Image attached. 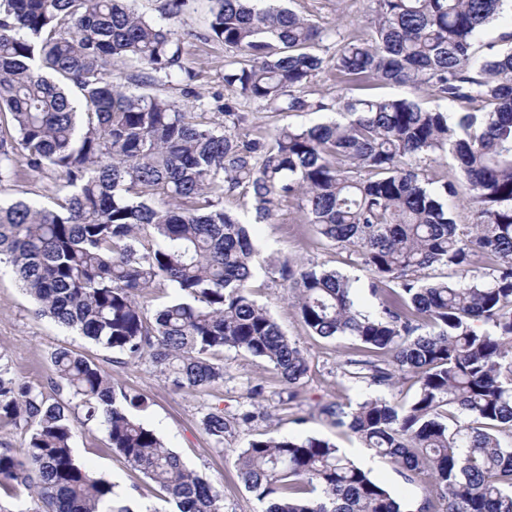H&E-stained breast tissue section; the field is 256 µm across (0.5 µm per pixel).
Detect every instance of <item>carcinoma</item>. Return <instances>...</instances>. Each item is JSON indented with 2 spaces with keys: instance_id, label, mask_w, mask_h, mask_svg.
<instances>
[{
  "instance_id": "carcinoma-1",
  "label": "carcinoma",
  "mask_w": 512,
  "mask_h": 512,
  "mask_svg": "<svg viewBox=\"0 0 512 512\" xmlns=\"http://www.w3.org/2000/svg\"><path fill=\"white\" fill-rule=\"evenodd\" d=\"M211 2L205 40L232 51L222 112L129 90L195 75L172 31L126 0H0V183L55 177L53 206H0V264L35 314L149 362L177 390L223 384L215 355L234 349L271 365L291 403L309 361L253 298L256 249L224 200L244 199L258 223L292 205L377 299L366 309L355 279L289 259L280 286L304 326L357 341L340 365L349 385L416 386L401 406L371 396L320 414L397 468L428 472L435 497L418 512H512V49L480 43L504 0H373L363 36L286 7ZM329 39L334 53H313ZM118 63L135 68L126 84ZM322 71L349 87L424 85L479 109L453 121L407 98L348 97L343 123L270 132L238 111L239 97L275 115L325 111L310 89ZM447 154L468 184L471 224L454 217L458 183L432 168ZM437 266L453 280L430 279ZM156 288L173 296L154 311ZM51 362L36 386L0 351V429L24 431L20 448L0 452V512H133L75 456L91 424L177 512H224L223 486L134 417L143 399L117 393L112 374L68 348ZM263 391L247 387L236 424L254 421ZM202 428L224 452V412ZM236 468L262 512H401L322 438L261 435Z\"/></svg>"
}]
</instances>
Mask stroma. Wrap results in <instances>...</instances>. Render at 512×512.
Here are the masks:
<instances>
[{
  "label": "stroma",
  "instance_id": "stroma-1",
  "mask_svg": "<svg viewBox=\"0 0 512 512\" xmlns=\"http://www.w3.org/2000/svg\"><path fill=\"white\" fill-rule=\"evenodd\" d=\"M165 3L166 0H135L134 7L176 33L186 51V63L194 70L196 78L191 84L192 95H184L177 83L161 87L160 92L184 111H196L201 104L207 111H217L219 99L228 95L224 86V60L228 52L222 44L202 39L208 25L210 2L189 0L182 12L173 17L166 15ZM289 6L323 27L343 20L347 30L355 34L365 32L374 15L372 0H290ZM252 234L261 265L253 283L254 297L268 307L282 331L303 349L309 361L310 370L300 399L293 406L281 404L280 385L267 362L235 350L224 351L220 356L228 375L223 386L198 393L173 392L150 363H117L112 352L60 327L51 319L35 317L31 299L4 266L0 267V350L6 352L12 370L35 385L46 383L51 376L50 354L59 347L70 348L110 372L116 391L145 400L146 406L137 411V418L154 429L189 469L223 485L224 512H261V504L245 489L235 467L239 449L260 433L330 440L386 485L404 512H415L419 503L432 492L430 478L419 475L406 480L390 463L320 415L319 407L324 402L339 398L356 403L380 392L375 387L343 384L338 365L352 352L354 339L309 335L279 286L275 265L290 258L339 270L356 278L357 295L367 304L372 301L368 278L347 262L345 252L333 246L316 245L312 227L300 223L293 208H277L268 220L253 226ZM258 383L265 387L259 400V417L250 425L233 427L224 436L223 452H215L202 430L204 413L218 408L226 416H234L241 393L248 385ZM74 447L81 462L118 484L133 508L150 505L165 512L164 492L140 472L130 470L118 453L108 450L101 429L83 430L76 437Z\"/></svg>",
  "mask_w": 512,
  "mask_h": 512
}]
</instances>
